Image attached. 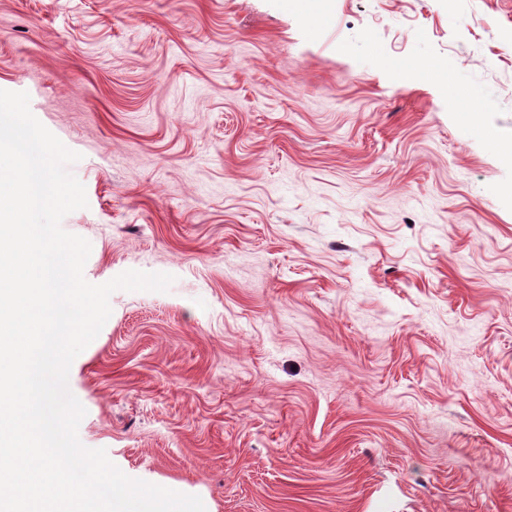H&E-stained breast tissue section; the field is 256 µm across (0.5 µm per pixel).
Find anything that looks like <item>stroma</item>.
<instances>
[{"mask_svg":"<svg viewBox=\"0 0 512 512\" xmlns=\"http://www.w3.org/2000/svg\"><path fill=\"white\" fill-rule=\"evenodd\" d=\"M0 0L79 153L78 436L206 512H512V0Z\"/></svg>","mask_w":512,"mask_h":512,"instance_id":"stroma-1","label":"stroma"}]
</instances>
